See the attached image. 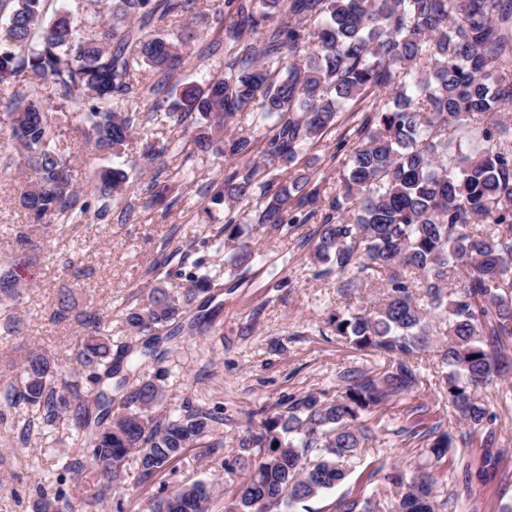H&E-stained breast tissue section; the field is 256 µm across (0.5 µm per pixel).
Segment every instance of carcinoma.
<instances>
[{"label":"carcinoma","instance_id":"carcinoma-1","mask_svg":"<svg viewBox=\"0 0 512 512\" xmlns=\"http://www.w3.org/2000/svg\"><path fill=\"white\" fill-rule=\"evenodd\" d=\"M203 0H111L101 19L64 7L47 19L43 0H13L0 34V89H14L0 113L12 152L0 165L30 173L21 205L39 220L84 222L89 202L75 186L69 156L57 148L58 109L74 107L92 156L93 194L121 198L131 186L125 148L141 122L181 130L189 158L238 163L216 184L211 203L227 206L213 244L224 264L243 276L256 252L252 235L286 234L323 205L314 246L315 276L342 278L352 294L359 280L382 277V299L328 319L337 337L389 361L380 376L347 370L342 390L290 396L258 413V428L224 456L233 478L223 512H293L335 488L352 472L368 439L363 416L389 398L419 387L422 352L466 431L483 435L485 477L496 474L501 435L483 398L509 364L495 344L512 338V123L489 122L512 104V0H238L224 22V71L198 83L176 79L209 18ZM149 71L155 80L139 79ZM52 91L53 106L40 87ZM387 93L360 117L354 146L342 161L341 185L326 195L309 152L336 128L341 113ZM253 139L237 131L245 119ZM482 131L479 150L458 134ZM173 144L145 140L148 167ZM159 201L170 183L145 188ZM256 202L243 221L236 209ZM357 270L361 277L349 275ZM458 274L462 284L450 282ZM174 294L152 283L141 304L122 312L129 336L112 351V322L79 312L85 329L73 355L42 349L9 363L0 387V425L14 448L32 437L47 447L67 417L82 451L62 459L61 472L40 481L34 512H61L65 476L90 477L97 490L78 512H96L102 495L122 500L134 459L139 483L175 470L188 451L211 455L223 407L186 397L163 408L172 342L182 333L206 336L212 315L189 316L196 298L219 282L194 272ZM14 266L0 267V296L19 299ZM75 308L59 295L50 321ZM419 443L412 475L392 466L389 495L341 501L339 512H441L457 498L436 487L430 468L452 438L435 425L412 432ZM278 446H273V443ZM206 483L183 484L149 504V512H212Z\"/></svg>","mask_w":512,"mask_h":512}]
</instances>
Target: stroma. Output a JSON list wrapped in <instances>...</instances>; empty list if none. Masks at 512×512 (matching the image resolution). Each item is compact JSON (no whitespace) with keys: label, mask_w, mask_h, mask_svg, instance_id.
<instances>
[{"label":"stroma","mask_w":512,"mask_h":512,"mask_svg":"<svg viewBox=\"0 0 512 512\" xmlns=\"http://www.w3.org/2000/svg\"><path fill=\"white\" fill-rule=\"evenodd\" d=\"M216 46L213 27L203 26L181 80L198 81L206 74L220 73ZM233 169L230 161L166 155L154 171L133 174V186L126 195L134 206L129 220H119L120 209L113 206L101 220L92 217L80 224L42 227L41 248L32 256L17 239L20 231L35 222L19 203L27 175L16 166L0 168V262L18 260L20 277L31 283L8 314L0 313V324L12 317L18 325L13 334L0 331V369L32 348L70 354L82 331L76 317L55 325L49 321L62 293L71 294L78 309L111 314L112 341L121 343V313L125 305L139 302L154 268L172 292L182 290L185 272L220 276L221 286L206 304L215 317L217 333L197 338L180 355L181 375L169 380L167 404L177 407L188 396L221 403L225 450L232 449L235 438L250 428L256 411L285 396L335 390L345 370L383 374L388 367L384 355L355 350L327 326L336 310L369 305L371 297L363 293L348 299L335 277L314 278L313 244L307 236L318 229L320 217L292 229L288 236L255 239L257 257L244 283H235L225 274L223 252L208 243L214 226L224 221V209L211 206L210 196L213 184ZM156 174L172 185L165 207L148 204L144 193ZM486 398L504 437L495 479L486 484L464 479L465 471L475 472L483 465L476 434L470 436L467 449H451L432 471L438 486L459 489L454 512H501L503 504L512 502V400L502 401L494 388ZM436 423L453 434L460 429L447 396L429 371L413 393L392 399L366 416L369 440L361 463L342 484L308 501V512H337L340 501L360 499L380 489L381 466L412 471L418 451L407 433ZM70 429L69 421H61L66 441L48 450L33 443L22 451L11 447L9 440L0 441V512H34L35 488L42 473L78 450L67 438ZM223 459V452L200 458L191 454L174 473H163L144 485L130 481L125 512H145L144 502L161 487L194 481L211 485L216 498H223L230 486Z\"/></svg>","instance_id":"stroma-1"}]
</instances>
